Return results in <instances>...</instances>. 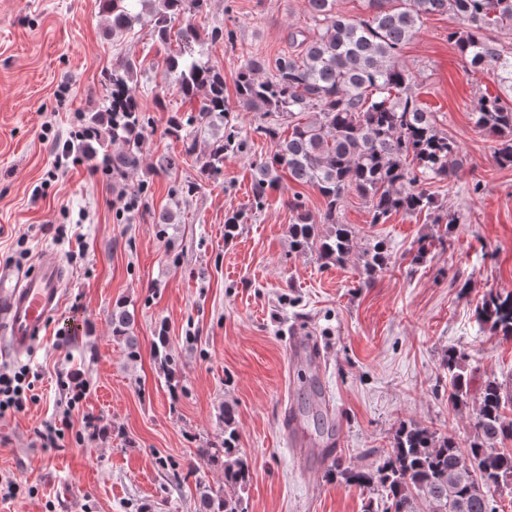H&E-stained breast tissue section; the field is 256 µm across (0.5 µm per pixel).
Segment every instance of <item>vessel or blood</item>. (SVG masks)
Instances as JSON below:
<instances>
[{
  "mask_svg": "<svg viewBox=\"0 0 512 512\" xmlns=\"http://www.w3.org/2000/svg\"><path fill=\"white\" fill-rule=\"evenodd\" d=\"M67 272L55 256L45 254L33 267H0V347L21 359L30 356L50 318L61 307ZM283 429L294 441L299 460L312 450L303 436L300 420L289 415Z\"/></svg>",
  "mask_w": 512,
  "mask_h": 512,
  "instance_id": "obj_1",
  "label": "vessel or blood"
}]
</instances>
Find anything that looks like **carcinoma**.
<instances>
[{"label":"carcinoma","mask_w":512,"mask_h":512,"mask_svg":"<svg viewBox=\"0 0 512 512\" xmlns=\"http://www.w3.org/2000/svg\"><path fill=\"white\" fill-rule=\"evenodd\" d=\"M208 0H99L109 32L119 36L148 17L158 40L175 41L177 49L165 59L164 79L199 105L187 115L171 116L167 134L182 141L185 153L195 152L197 135L224 128L208 152L196 159L202 178L218 175L229 153L242 150L244 141L226 118L224 73L203 60L207 42L224 39L214 27L203 34L195 16ZM333 0H308L311 25L291 34L299 52L281 56L267 77V64L250 56L238 68L235 81L239 106L247 112L288 120V136L277 120L256 128L275 145L273 153L255 164L251 192L255 208L281 179L280 172L297 183L310 185L323 197L326 210L322 232L317 221L295 199L288 226L291 246L298 255L318 250L320 257L338 264L354 250L355 233L339 220L348 195L370 205L371 223L383 224L394 213L426 214L433 224H455L457 218L437 213L432 195L420 185L448 183L453 189L459 155L457 142L437 126L435 113L412 90L410 74L398 54L429 15L451 13L461 28L448 33L467 67L491 76L502 88L497 95H481L473 105L475 124L496 138L494 160L512 167V47L498 39L512 32V0H364L365 14L346 18L332 9ZM135 64L119 63L104 74L102 107L85 115L76 136L78 150L90 160L102 158L106 174L126 178L139 166L148 119L140 107L139 86L133 82ZM368 285L375 273L391 263L388 246L377 241L358 255ZM476 319L505 338H512V291L490 292L476 309ZM112 335L125 343L127 358L139 355L132 336L135 311L118 304L110 319ZM156 358L169 378L176 363L167 352L166 337H158ZM467 355L448 349L449 399L465 406ZM512 381L489 377L480 387L474 422L475 438L464 447L451 434L419 424L402 423L392 448L375 471L351 468L337 471L348 484L377 488L380 502L368 500L364 512H496L491 490L512 486V450L497 448L499 439L512 438ZM320 431L335 437V425L318 408H309ZM224 439L201 449L202 455L224 471V489H202L197 512H247L245 497L251 474L239 456L235 412L219 409Z\"/></svg>","instance_id":"cac0c4a2"}]
</instances>
